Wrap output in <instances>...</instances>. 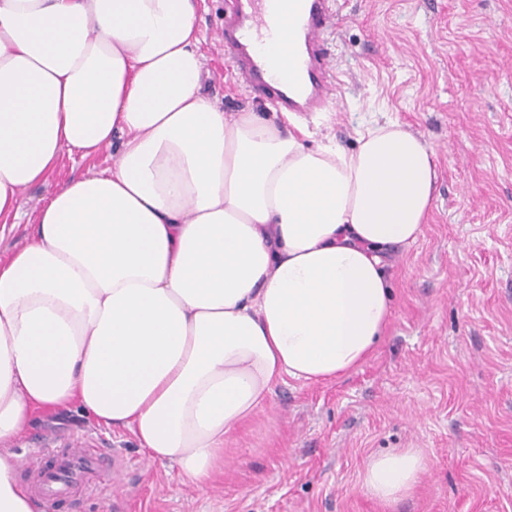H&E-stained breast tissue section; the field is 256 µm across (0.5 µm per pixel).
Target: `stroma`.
<instances>
[{"label":"stroma","instance_id":"1","mask_svg":"<svg viewBox=\"0 0 512 512\" xmlns=\"http://www.w3.org/2000/svg\"><path fill=\"white\" fill-rule=\"evenodd\" d=\"M225 0H201L203 88L228 112L267 115L236 87L219 45ZM326 36L340 95L306 124L309 145L345 149L370 122L399 121L437 157L419 240L393 254V313L372 356L326 384L287 380L224 443V470L200 490L149 462L134 436L77 412L46 413L17 455L79 440L116 450L112 493H74L60 512H512V0H342ZM118 146L85 163L62 157L20 195L0 260L32 242L38 208L70 179L110 168ZM419 449L417 490L384 507L360 486L372 455Z\"/></svg>","mask_w":512,"mask_h":512}]
</instances>
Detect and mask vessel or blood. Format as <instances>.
<instances>
[{"mask_svg": "<svg viewBox=\"0 0 512 512\" xmlns=\"http://www.w3.org/2000/svg\"><path fill=\"white\" fill-rule=\"evenodd\" d=\"M336 14L335 0H295L288 14L282 13L279 0H229L218 40L234 59L236 81L245 90L265 97L279 112H317L339 93L325 40ZM285 30L290 33L286 68L271 52ZM39 457L38 464L25 465L24 471L47 512H55L79 488L112 478L99 449L81 443L43 448Z\"/></svg>", "mask_w": 512, "mask_h": 512, "instance_id": "obj_1", "label": "vessel or blood"}]
</instances>
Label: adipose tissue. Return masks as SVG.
<instances>
[{
	"label": "adipose tissue",
	"mask_w": 512,
	"mask_h": 512,
	"mask_svg": "<svg viewBox=\"0 0 512 512\" xmlns=\"http://www.w3.org/2000/svg\"><path fill=\"white\" fill-rule=\"evenodd\" d=\"M197 0H0V224L61 154L112 168L71 180L36 240L0 263V512H35L11 444L37 411L129 430L197 487L286 379L327 383L374 352L390 254L432 211L434 151L401 123L357 147L203 91ZM426 470L371 456L383 505Z\"/></svg>",
	"instance_id": "1"
}]
</instances>
